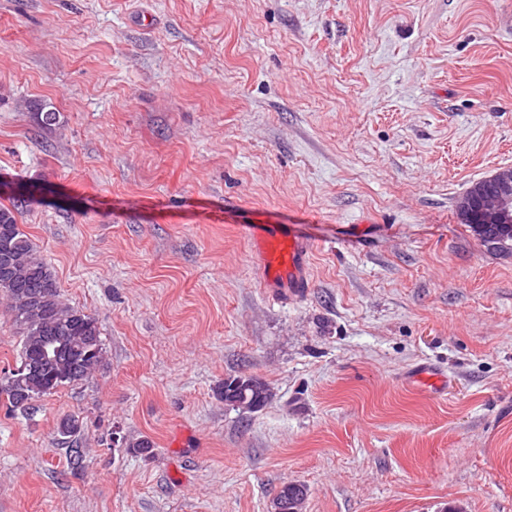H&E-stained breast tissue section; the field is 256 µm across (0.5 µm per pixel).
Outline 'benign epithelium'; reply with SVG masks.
<instances>
[{
    "label": "benign epithelium",
    "mask_w": 512,
    "mask_h": 512,
    "mask_svg": "<svg viewBox=\"0 0 512 512\" xmlns=\"http://www.w3.org/2000/svg\"><path fill=\"white\" fill-rule=\"evenodd\" d=\"M457 209L478 231L489 224H511L512 168L501 167L480 180L458 200Z\"/></svg>",
    "instance_id": "benign-epithelium-1"
}]
</instances>
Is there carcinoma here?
<instances>
[{"instance_id":"cac0c4a2","label":"carcinoma","mask_w":512,"mask_h":512,"mask_svg":"<svg viewBox=\"0 0 512 512\" xmlns=\"http://www.w3.org/2000/svg\"><path fill=\"white\" fill-rule=\"evenodd\" d=\"M29 107L40 124L58 123L59 113L47 105L31 101ZM35 194L21 186L9 205L0 203V297L21 344L19 364L0 377V398L26 415L35 412L40 399L88 379L104 361L97 319L62 299L51 265L18 224L17 215ZM502 239L512 241V232L495 226L481 243L494 249ZM270 399L268 386L258 382L247 390L245 410L258 411ZM81 429L78 417L66 416L57 434L74 439Z\"/></svg>"}]
</instances>
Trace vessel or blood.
Returning <instances> with one entry per match:
<instances>
[{
	"mask_svg": "<svg viewBox=\"0 0 512 512\" xmlns=\"http://www.w3.org/2000/svg\"><path fill=\"white\" fill-rule=\"evenodd\" d=\"M250 231L256 242L264 287L279 297L297 298L305 294L310 286L305 273L310 244L263 224L251 226Z\"/></svg>",
	"mask_w": 512,
	"mask_h": 512,
	"instance_id": "vessel-or-blood-1",
	"label": "vessel or blood"
}]
</instances>
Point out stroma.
<instances>
[{"label":"stroma","instance_id":"obj_1","mask_svg":"<svg viewBox=\"0 0 512 512\" xmlns=\"http://www.w3.org/2000/svg\"><path fill=\"white\" fill-rule=\"evenodd\" d=\"M506 166L512 0H0V177L105 348L0 403V512H512V252L456 213ZM250 224L313 244L304 296ZM253 387L247 390V407L235 406L234 400L236 394L232 395V398L224 399V403L231 405L233 407L241 408L243 410H247L249 412H255L262 408H264L271 399V393L268 386L264 382L256 381V384H252Z\"/></svg>","mask_w":512,"mask_h":512}]
</instances>
